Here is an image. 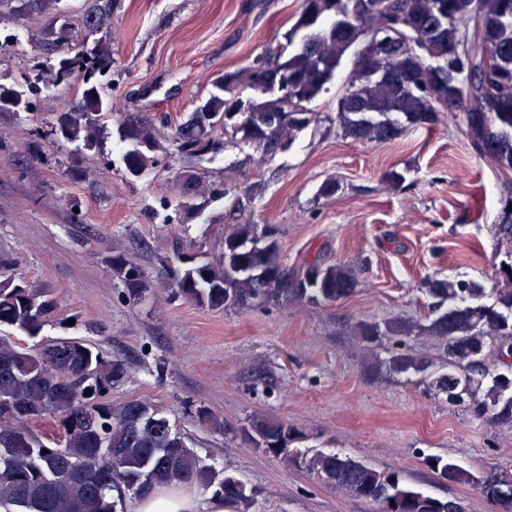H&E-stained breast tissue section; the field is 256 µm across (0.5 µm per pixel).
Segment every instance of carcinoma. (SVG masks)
Listing matches in <instances>:
<instances>
[{
    "label": "carcinoma",
    "mask_w": 512,
    "mask_h": 512,
    "mask_svg": "<svg viewBox=\"0 0 512 512\" xmlns=\"http://www.w3.org/2000/svg\"><path fill=\"white\" fill-rule=\"evenodd\" d=\"M23 15L58 10L61 0H12ZM112 0H89L82 18L86 30L73 42L69 28L47 33L57 62L46 75L38 65L27 70L32 88L78 84L71 111L57 117L62 138L94 144L98 121L112 109L102 78L112 73L111 43L90 36L110 24ZM473 34H468L469 23ZM286 44L255 56L245 67L224 74L222 94L212 95L200 111L175 128L177 149L198 155L214 148L215 135L231 130L240 140L273 154L296 131L314 122L306 104L328 90L342 58L355 54L351 84L337 102L344 137L384 143L398 138L408 124L434 129L443 112H460L475 152L512 172V0H300ZM288 86V94L269 89ZM255 91L243 105L236 90ZM20 92L0 85V112L27 111ZM124 154L127 171L140 175L153 162V135L147 123L130 124ZM33 159L46 156L37 132L24 143ZM498 233L512 248V197L504 201ZM129 296L142 292L141 270L125 254L110 261ZM314 277L296 288L281 259L274 233L243 224L224 237L218 263L185 267L174 295L211 310L253 307L286 300L334 304L353 295L357 281L345 266L315 261L302 269ZM494 278L511 284L498 290L494 303L482 302L484 288L474 280L434 279L427 283L428 333L440 342L448 371L430 376V387L450 404L469 403L476 416L512 426V363L497 352L487 363L486 349L512 337V264L499 266ZM58 309L51 289L22 278L0 279V328L34 337ZM400 322H361L355 334L364 343L386 336H407ZM384 366L394 374L422 373L427 361L397 352ZM126 376L118 359L104 357L80 338H59L39 348L0 336V504L14 512H116L114 497L129 491L145 495L172 484L194 486L224 503L249 512L251 491L239 478L205 463L170 419L152 404L107 400L112 386ZM490 378L483 398V379ZM92 393H87V390ZM49 418L63 428V440L51 445L33 429ZM247 435L255 446L303 466L327 486L370 501L379 512H448V499L426 495L394 473L380 472L350 456L317 453L295 457L289 446L293 428L283 420L253 416ZM424 464L440 478L476 484L490 502L512 507V482L481 481L455 461L428 456Z\"/></svg>",
    "instance_id": "1"
}]
</instances>
